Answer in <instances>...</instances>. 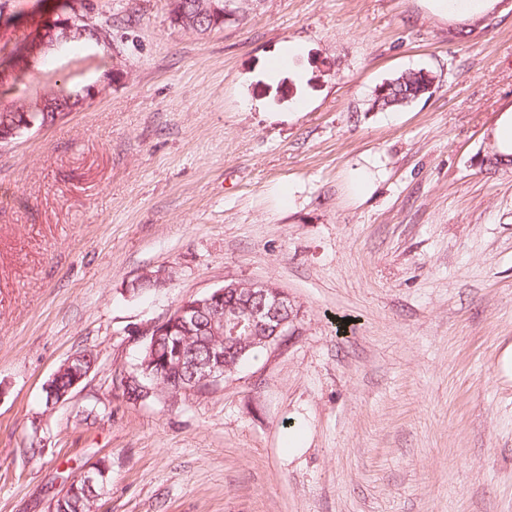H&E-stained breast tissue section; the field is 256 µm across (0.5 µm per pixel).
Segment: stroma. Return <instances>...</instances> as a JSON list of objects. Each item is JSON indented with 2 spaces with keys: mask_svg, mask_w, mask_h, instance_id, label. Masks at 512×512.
Listing matches in <instances>:
<instances>
[{
  "mask_svg": "<svg viewBox=\"0 0 512 512\" xmlns=\"http://www.w3.org/2000/svg\"><path fill=\"white\" fill-rule=\"evenodd\" d=\"M62 2L0 0V58ZM83 2L126 79L0 146V512L100 458L96 512H512V168L476 162L512 111V0H252L204 36L167 0ZM419 68L432 94L370 109ZM228 277L287 292L299 336L126 399L143 328ZM439 15L461 20L471 19L493 9L497 0H427ZM90 359L94 360L91 353H82L72 356L60 366L45 388V392L48 394L49 402L51 404L63 401L75 388L79 386V384H81L89 374L90 369H84L79 363H83ZM64 373L68 374V382L65 386H62L60 384L59 377Z\"/></svg>",
  "mask_w": 512,
  "mask_h": 512,
  "instance_id": "35a3bbf8",
  "label": "stroma"
}]
</instances>
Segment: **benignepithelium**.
Segmentation results:
<instances>
[{
    "label": "benign epithelium",
    "instance_id": "7a95c632",
    "mask_svg": "<svg viewBox=\"0 0 512 512\" xmlns=\"http://www.w3.org/2000/svg\"><path fill=\"white\" fill-rule=\"evenodd\" d=\"M250 0H234L236 7L221 6L211 0L207 10L225 18L229 13H240L243 5ZM88 39L99 45H111V39L99 22L86 13L75 12L66 19H51L41 25L29 40L26 54L30 58L53 55L63 46L75 41ZM210 312L208 342L210 359L196 367L200 383L210 388L224 382L242 363V356L251 344L260 341L266 349L277 352L283 349L285 341L299 334L297 320L299 311L283 290L268 282L245 283L236 280H224V285L209 292L191 296L181 301L169 313L149 324L141 333L146 342L156 343L164 335H172V341L178 342L174 335L176 329L195 320L196 314ZM93 358L90 353L74 355L63 363L52 379L47 383L45 392L49 402L63 401L89 374L81 363ZM168 362L161 366L152 356H147L135 367V372L124 377V390L134 387L138 399L160 391L171 398L190 395L198 391V386L173 384L172 369ZM68 374L67 384L61 385L59 377ZM152 378V386L141 383L145 377ZM109 465L105 460H97L84 472L82 480H73L68 490L73 495L93 488L95 482L106 477Z\"/></svg>",
    "mask_w": 512,
    "mask_h": 512
}]
</instances>
